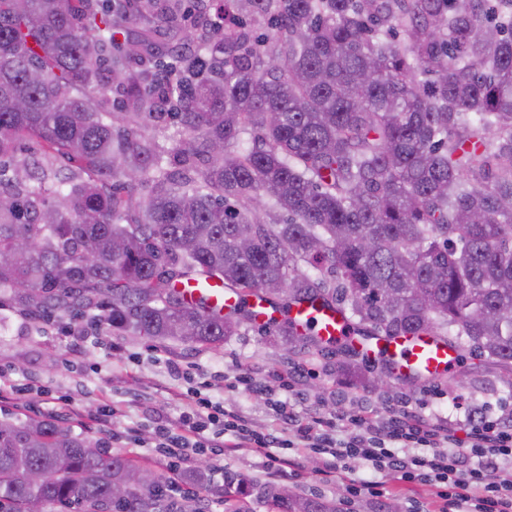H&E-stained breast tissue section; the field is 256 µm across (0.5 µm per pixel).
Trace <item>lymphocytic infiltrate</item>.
I'll return each instance as SVG.
<instances>
[{
    "mask_svg": "<svg viewBox=\"0 0 512 512\" xmlns=\"http://www.w3.org/2000/svg\"><path fill=\"white\" fill-rule=\"evenodd\" d=\"M271 384L246 382L248 392L269 400L289 434L252 429L240 414L193 393L188 409L162 419L155 431L159 463L181 468L189 452L207 450L215 434L229 436L232 449L248 448L275 465L317 455L326 473H344L348 460L367 462L378 473L419 484L442 485V512H512V413L486 414L474 407L464 414L466 433L454 420L431 417L418 404L390 403L385 415L374 410L352 413L344 402L333 411L296 410L277 399Z\"/></svg>",
    "mask_w": 512,
    "mask_h": 512,
    "instance_id": "obj_1",
    "label": "lymphocytic infiltrate"
}]
</instances>
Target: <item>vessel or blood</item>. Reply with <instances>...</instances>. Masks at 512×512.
<instances>
[{
    "label": "vessel or blood",
    "mask_w": 512,
    "mask_h": 512,
    "mask_svg": "<svg viewBox=\"0 0 512 512\" xmlns=\"http://www.w3.org/2000/svg\"><path fill=\"white\" fill-rule=\"evenodd\" d=\"M309 317L323 341L382 345L395 359L394 376L406 380L412 376L436 378L448 372L456 363L455 349L434 336H398L385 341L374 337H361L354 333L342 312L315 310Z\"/></svg>",
    "instance_id": "1"
}]
</instances>
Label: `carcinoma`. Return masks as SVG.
<instances>
[{"instance_id":"carcinoma-1","label":"carcinoma","mask_w":512,"mask_h":512,"mask_svg":"<svg viewBox=\"0 0 512 512\" xmlns=\"http://www.w3.org/2000/svg\"><path fill=\"white\" fill-rule=\"evenodd\" d=\"M208 280L238 304L179 291ZM250 297L512 367V0H0V307L216 346ZM144 474L0 420V512H207L204 471L189 510Z\"/></svg>"}]
</instances>
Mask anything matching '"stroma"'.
Segmentation results:
<instances>
[{
    "instance_id": "obj_1",
    "label": "stroma",
    "mask_w": 512,
    "mask_h": 512,
    "mask_svg": "<svg viewBox=\"0 0 512 512\" xmlns=\"http://www.w3.org/2000/svg\"><path fill=\"white\" fill-rule=\"evenodd\" d=\"M78 333L87 340L76 351L72 337ZM297 367L304 368L305 375L284 396L299 410L313 403L325 408L341 398L349 410L369 407L379 412L401 396L450 416L459 407H481L491 414L512 408V375L471 355L444 376L404 387L392 382L380 389L361 357L333 346L318 351L290 344L255 327L240 328L216 347H192L116 334L67 317L46 324L9 311L0 313V369L9 381L0 389V416L10 413L22 420L43 416L51 399H69L74 412L65 421L75 432L107 442L112 453L134 458L173 485L186 483L197 462L189 460L186 469L177 472L158 464L153 450L157 412L179 415L186 394L198 391L257 426H271L275 423L271 406L265 398L248 394L238 380ZM15 385L26 388V401L15 399L11 392ZM452 396L457 399L453 406L448 403ZM105 402L117 410L107 426L94 419ZM208 464L210 512H222L220 493L228 478L243 481L252 512H269L263 490L271 485L303 497L336 501L341 512H378L380 506L393 503L403 512H438L440 506L436 487L373 473L359 460L349 462V475L376 483L377 496L352 497L346 482L325 475L313 457L286 472L268 469L264 457L245 449L225 452Z\"/></svg>"
}]
</instances>
